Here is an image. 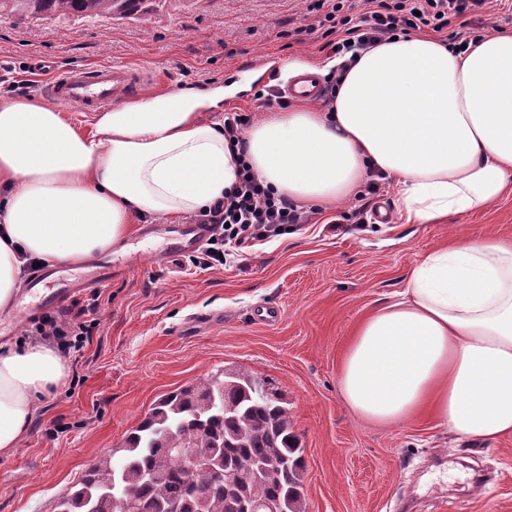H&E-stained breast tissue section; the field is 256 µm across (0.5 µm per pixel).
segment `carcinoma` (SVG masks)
Returning <instances> with one entry per match:
<instances>
[{
	"instance_id": "1",
	"label": "carcinoma",
	"mask_w": 512,
	"mask_h": 512,
	"mask_svg": "<svg viewBox=\"0 0 512 512\" xmlns=\"http://www.w3.org/2000/svg\"><path fill=\"white\" fill-rule=\"evenodd\" d=\"M132 0H0V16L44 20L125 14ZM195 444L224 471L212 480L172 452ZM122 462L104 454L57 500L53 512H112V501H133L140 512H243L252 501L268 512L302 509L303 449L288 403L275 385L243 369L225 368L160 399L122 443Z\"/></svg>"
}]
</instances>
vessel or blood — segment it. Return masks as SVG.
<instances>
[{"label":"vessel or blood","mask_w":512,"mask_h":512,"mask_svg":"<svg viewBox=\"0 0 512 512\" xmlns=\"http://www.w3.org/2000/svg\"><path fill=\"white\" fill-rule=\"evenodd\" d=\"M150 74L122 63L101 65L93 69L69 68L55 70L48 81L50 97L62 105L93 112L129 97L151 84ZM281 92L285 98L319 99L323 83L318 74L306 72L286 83ZM168 240L165 250L155 253L159 263H172L196 256L210 235L206 224H178L165 229ZM116 257L101 258L94 265L91 277L84 280L63 278L60 269L47 268L34 273L29 286L39 297L35 305L22 309L24 316L41 314L60 307L74 295L88 288L107 283L116 271Z\"/></svg>","instance_id":"b4317fda"}]
</instances>
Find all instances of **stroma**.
<instances>
[{"instance_id":"35a3bbf8","label":"stroma","mask_w":512,"mask_h":512,"mask_svg":"<svg viewBox=\"0 0 512 512\" xmlns=\"http://www.w3.org/2000/svg\"><path fill=\"white\" fill-rule=\"evenodd\" d=\"M304 0H151L140 17H0V94L45 97L47 68L121 62L150 70L145 95L239 84L225 110L262 118L256 90L281 86L280 67L323 70ZM42 70H34V62ZM385 205L390 223H357ZM393 184L357 192L229 266L160 267L164 218L133 224L121 274L99 288L100 324L69 357L66 389L40 408L19 448L0 458V512H52L98 458L165 394L234 365L271 380L304 450L305 512H512V437L471 443L421 419L368 422L342 401L337 375L359 319L402 290L416 258L445 242L512 240V195L428 224L396 216ZM154 227L146 236L143 226ZM276 321H265L268 311Z\"/></svg>"}]
</instances>
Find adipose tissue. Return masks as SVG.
<instances>
[{
	"instance_id": "adipose-tissue-1",
	"label": "adipose tissue",
	"mask_w": 512,
	"mask_h": 512,
	"mask_svg": "<svg viewBox=\"0 0 512 512\" xmlns=\"http://www.w3.org/2000/svg\"><path fill=\"white\" fill-rule=\"evenodd\" d=\"M227 94L145 97L99 111L88 131L35 96H0V310L27 263L89 260L137 218L229 191ZM244 142L259 176L297 204L347 200L373 169L396 184L408 221L485 209L512 191V33L462 50L416 34L379 41L348 65L328 111L269 113ZM69 377L48 342H0V455ZM338 386L372 422L426 415L474 441L512 436V241L461 237L416 260L403 290L358 324Z\"/></svg>"
}]
</instances>
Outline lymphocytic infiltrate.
I'll use <instances>...</instances> for the list:
<instances>
[{
	"instance_id": "f902f5d3",
	"label": "lymphocytic infiltrate",
	"mask_w": 512,
	"mask_h": 512,
	"mask_svg": "<svg viewBox=\"0 0 512 512\" xmlns=\"http://www.w3.org/2000/svg\"><path fill=\"white\" fill-rule=\"evenodd\" d=\"M362 17L352 15L348 0H310L308 12L317 16L322 47L342 57L373 42L417 30L461 37L468 16L479 12L485 0H366ZM237 181L220 200L201 210L196 223L212 227L204 265L230 262L235 249L286 234L303 223L302 213L287 197L275 194L246 159H239ZM96 302L73 301L62 311L43 314L30 333L56 343L61 352H80L97 320Z\"/></svg>"
}]
</instances>
